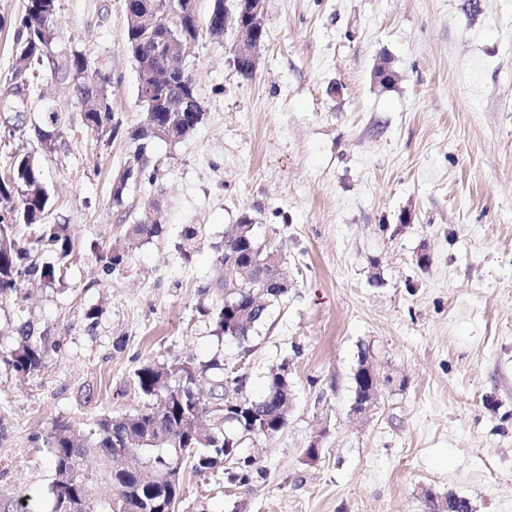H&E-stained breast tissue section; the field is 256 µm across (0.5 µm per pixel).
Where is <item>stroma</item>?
<instances>
[{"label": "stroma", "mask_w": 512, "mask_h": 512, "mask_svg": "<svg viewBox=\"0 0 512 512\" xmlns=\"http://www.w3.org/2000/svg\"><path fill=\"white\" fill-rule=\"evenodd\" d=\"M477 4L265 0L248 80L233 33H202L183 64L204 119L148 145L118 208L112 184L144 119L124 0H57L51 46L55 61L79 53L111 73L109 141L88 134L71 80L18 86L24 0H0V100L60 112L40 164L47 221L67 225L76 251L54 283L0 297V500L53 512L43 440L57 423L81 432L138 411L143 362L216 358L241 369L251 398L288 363L293 406L282 432L243 444L246 485L185 471L178 512H425L430 493L512 512V0ZM382 64L391 84L374 79ZM245 213L289 288L240 342L214 335L197 307L217 298L216 257ZM152 214L164 232L129 238ZM184 224L202 228L188 260ZM98 246L124 251V266L103 271ZM26 322L52 351L22 378L8 359ZM363 359L380 383L356 416Z\"/></svg>", "instance_id": "obj_1"}]
</instances>
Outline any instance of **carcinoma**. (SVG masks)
Returning <instances> with one entry per match:
<instances>
[{"instance_id":"carcinoma-1","label":"carcinoma","mask_w":512,"mask_h":512,"mask_svg":"<svg viewBox=\"0 0 512 512\" xmlns=\"http://www.w3.org/2000/svg\"><path fill=\"white\" fill-rule=\"evenodd\" d=\"M56 2L27 0L19 20L14 78L26 86L41 79L45 59L51 56ZM181 2L174 0L167 11L172 19H158L154 30L126 32L129 52L147 62L142 75L155 88L154 96L139 102L144 112H162L173 122L178 136L169 138L171 142L181 140L185 125L201 123L197 113L185 112L181 104L186 82L180 72L179 50L198 38L203 24L214 37L224 33V0H213L204 22L196 11L181 14ZM53 72L77 77L74 90L87 103L83 113L87 131L100 138L112 137L116 127L109 95L110 74L82 54L53 66ZM48 207L49 194L38 158L30 152L14 155L0 172V296L18 292L34 276L50 283L55 281L56 266L38 264L37 255L52 254L63 265L73 257L74 246L67 226L47 223ZM19 225L31 229V246L22 245L16 238ZM162 229L158 222L132 224L129 234L151 239L160 235ZM200 239V225H183L179 251L184 258H189ZM224 250L234 253L242 267L268 255L257 243L253 221L247 215L236 225L235 232L224 238ZM95 253L108 272L125 263L126 255L120 251L98 248ZM257 291L258 288L241 282L238 288L218 296L216 302L199 306L198 312L216 334L245 341L267 313V306L255 304ZM228 305L245 313L231 330L227 328ZM18 335L9 365L20 377L34 376L44 367L49 346L45 339L34 336L29 326L20 327ZM285 367L283 362L273 369L266 393L250 399L242 396L243 380L232 371H224L215 361L190 370L184 363L141 364L133 381L145 404L137 413L98 418L79 439L65 423L57 424L45 437L44 445L54 471L50 486L53 512H71L70 502L76 504V512H176L185 468L205 475L228 459L224 452L226 437L252 425L260 428L257 436L271 437L286 426L291 393L288 381L282 378ZM210 370L214 371L210 377L212 401L221 402L230 396L237 409L234 421L216 417L209 426L202 427L199 421L208 413V402L202 398L196 381Z\"/></svg>"}]
</instances>
